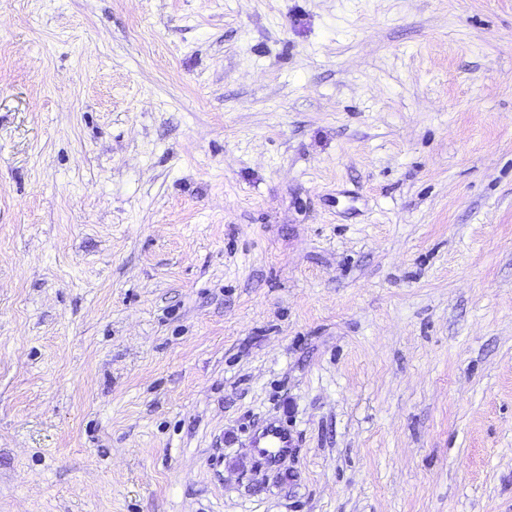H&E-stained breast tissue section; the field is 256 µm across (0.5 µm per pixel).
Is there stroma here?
<instances>
[{"label": "stroma", "mask_w": 512, "mask_h": 512, "mask_svg": "<svg viewBox=\"0 0 512 512\" xmlns=\"http://www.w3.org/2000/svg\"><path fill=\"white\" fill-rule=\"evenodd\" d=\"M0 512H512V0H0ZM249 446L266 464L272 465L288 454V449L293 448V440L288 428L271 421L254 431Z\"/></svg>", "instance_id": "stroma-1"}]
</instances>
